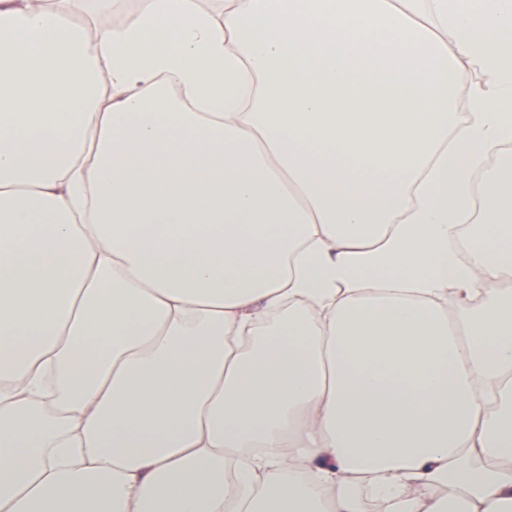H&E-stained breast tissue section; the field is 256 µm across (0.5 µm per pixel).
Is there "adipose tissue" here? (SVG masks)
<instances>
[{"mask_svg": "<svg viewBox=\"0 0 512 512\" xmlns=\"http://www.w3.org/2000/svg\"><path fill=\"white\" fill-rule=\"evenodd\" d=\"M116 3L0 0V512H512V0Z\"/></svg>", "mask_w": 512, "mask_h": 512, "instance_id": "obj_1", "label": "adipose tissue"}]
</instances>
